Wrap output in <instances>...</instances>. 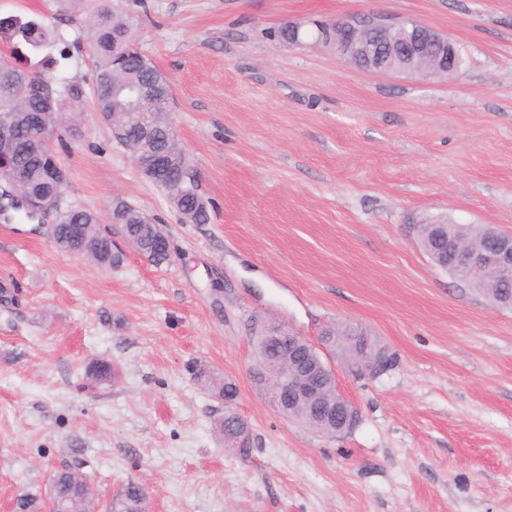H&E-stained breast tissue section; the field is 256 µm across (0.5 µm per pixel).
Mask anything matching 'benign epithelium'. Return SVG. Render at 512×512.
<instances>
[{"instance_id":"1","label":"benign epithelium","mask_w":512,"mask_h":512,"mask_svg":"<svg viewBox=\"0 0 512 512\" xmlns=\"http://www.w3.org/2000/svg\"><path fill=\"white\" fill-rule=\"evenodd\" d=\"M337 50L359 67L374 71L398 70L424 75L446 74L458 69L457 49L448 40L417 21L390 22L375 15H356L346 19L330 36ZM15 148L9 127L0 125V165ZM452 263L461 278L472 285L489 278L512 285V235L485 228L482 247L470 250L453 241ZM267 336L273 342L274 357L284 361L281 371L268 377L274 407L287 420L294 421V409L303 399H321L323 391L336 383L335 369L322 355L312 361L298 358V350L307 340L284 324L277 323ZM347 363L358 377H377L389 370L384 357L374 358L357 349ZM315 419L334 423L339 431L359 422L357 409L343 396L334 404L321 403Z\"/></svg>"}]
</instances>
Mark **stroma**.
I'll return each instance as SVG.
<instances>
[{
  "label": "stroma",
  "instance_id": "1",
  "mask_svg": "<svg viewBox=\"0 0 512 512\" xmlns=\"http://www.w3.org/2000/svg\"><path fill=\"white\" fill-rule=\"evenodd\" d=\"M98 2L61 16L0 0V17L39 15L68 45L52 77L83 137L51 143L64 203L118 242L109 211L126 200L171 255L103 267L0 216V512L77 460L97 499L134 482L147 512H512V309L434 266L417 232L443 218L512 234V0H112L170 80L205 224L183 223L98 118ZM368 13L447 36L459 71H365L320 33ZM261 320L312 341L358 326L396 354L375 378L337 368L352 431L288 422L256 390ZM96 361L117 380H91ZM197 365L236 383L248 456L220 442L224 403Z\"/></svg>",
  "mask_w": 512,
  "mask_h": 512
}]
</instances>
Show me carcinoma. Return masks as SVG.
I'll use <instances>...</instances> for the list:
<instances>
[{
    "mask_svg": "<svg viewBox=\"0 0 512 512\" xmlns=\"http://www.w3.org/2000/svg\"><path fill=\"white\" fill-rule=\"evenodd\" d=\"M91 23L95 34L92 86L96 112L107 126L126 132L133 142L144 127L158 133L159 148L169 153L172 175L163 180L154 177L152 182L170 188L173 207L183 222L207 223L208 205L198 192L196 171L180 145L165 139L164 130L170 123V88L164 77L151 59L134 47L133 25L124 14L103 4L92 15ZM0 39L7 44L24 43L36 51L64 42L57 29L36 18L22 17L0 19ZM68 56V51L62 48L57 58L47 54L24 65L0 56V124L13 128L16 142L11 165L0 170V184L19 182L35 202L59 206L56 223L49 230V237L58 248L101 266L117 267L121 259L112 254L111 240L101 234L98 213L83 206L59 204L67 185V172L61 167L55 168L47 155L46 141L54 137L77 141L83 137L80 124L65 119L66 113L75 111L69 89L45 83V71L58 67L59 60H66ZM131 88L142 90L147 101L144 110L129 104L125 93ZM109 219L121 225L127 236L140 241L142 254L158 261L165 259L161 249L166 238L157 225L144 223L145 216L138 208L117 198L112 201ZM253 345L257 359L266 368L276 369L275 364L267 363L269 339L257 332ZM195 376L216 399L237 394L235 383L214 377L204 366L196 369ZM216 432L219 437L228 438L229 443L240 445L239 454L248 455L250 427L233 407H225ZM81 479L80 474L62 473L56 484L55 496L75 512H82L89 506L79 483ZM146 500L143 487L130 482L110 501L109 512H145ZM42 507L43 501L27 492L20 493L16 501L17 512H37Z\"/></svg>",
    "mask_w": 512,
    "mask_h": 512,
    "instance_id": "obj_1",
    "label": "carcinoma"
}]
</instances>
